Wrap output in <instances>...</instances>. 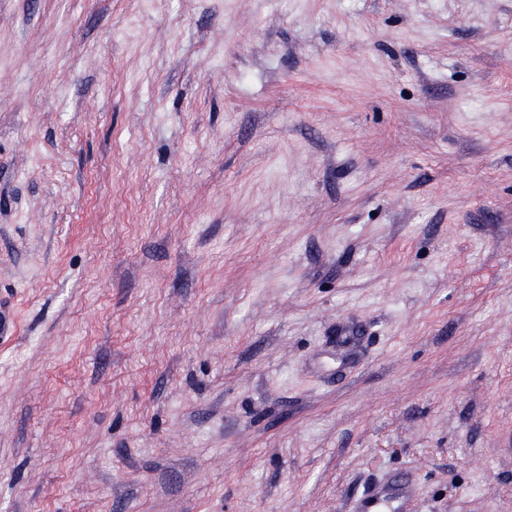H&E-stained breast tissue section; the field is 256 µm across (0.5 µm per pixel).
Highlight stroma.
Returning a JSON list of instances; mask_svg holds the SVG:
<instances>
[{
	"label": "stroma",
	"mask_w": 512,
	"mask_h": 512,
	"mask_svg": "<svg viewBox=\"0 0 512 512\" xmlns=\"http://www.w3.org/2000/svg\"><path fill=\"white\" fill-rule=\"evenodd\" d=\"M0 512H512V0H0ZM408 492L407 483L387 485L381 491L369 495L362 501L358 510L361 512H386L392 511L393 502L403 498Z\"/></svg>",
	"instance_id": "stroma-1"
}]
</instances>
